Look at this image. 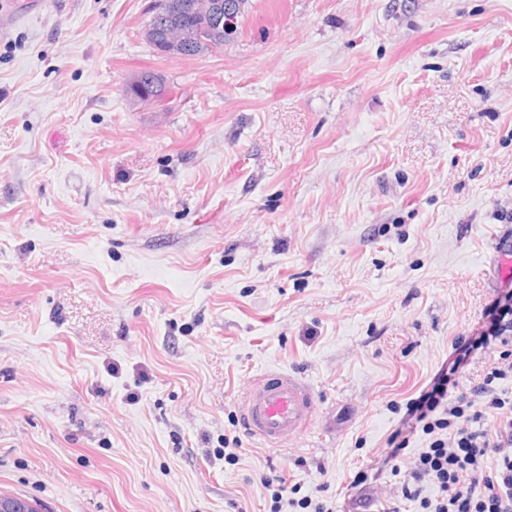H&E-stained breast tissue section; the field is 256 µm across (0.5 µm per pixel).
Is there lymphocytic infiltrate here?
<instances>
[{"instance_id":"obj_1","label":"lymphocytic infiltrate","mask_w":512,"mask_h":512,"mask_svg":"<svg viewBox=\"0 0 512 512\" xmlns=\"http://www.w3.org/2000/svg\"><path fill=\"white\" fill-rule=\"evenodd\" d=\"M489 316L488 328L458 344L431 388L406 408L408 420L431 437L400 487L419 512H512V397L498 391L499 382L512 379V296L495 302ZM494 343L501 346L496 366L469 393L449 398L472 348ZM491 453L498 462L489 471L485 460ZM428 481L437 487L431 498L419 490Z\"/></svg>"}]
</instances>
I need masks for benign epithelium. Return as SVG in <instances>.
Instances as JSON below:
<instances>
[{"label": "benign epithelium", "instance_id": "benign-epithelium-1", "mask_svg": "<svg viewBox=\"0 0 512 512\" xmlns=\"http://www.w3.org/2000/svg\"><path fill=\"white\" fill-rule=\"evenodd\" d=\"M243 5L236 0H218L207 24H197L183 28L177 38L163 37L161 29L173 18L171 4L165 0H153L151 25L146 29V36L156 54L160 56H176L185 46V41L192 38L204 39L208 31H216L224 35V39L234 38L239 34Z\"/></svg>", "mask_w": 512, "mask_h": 512}]
</instances>
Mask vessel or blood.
<instances>
[{
  "label": "vessel or blood",
  "mask_w": 512,
  "mask_h": 512,
  "mask_svg": "<svg viewBox=\"0 0 512 512\" xmlns=\"http://www.w3.org/2000/svg\"><path fill=\"white\" fill-rule=\"evenodd\" d=\"M242 418L249 433L276 447L304 434L316 418V399L301 379L281 372L258 379L246 394Z\"/></svg>",
  "instance_id": "b4317fda"
}]
</instances>
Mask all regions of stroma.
Segmentation results:
<instances>
[{"label":"stroma","instance_id":"35a3bbf8","mask_svg":"<svg viewBox=\"0 0 512 512\" xmlns=\"http://www.w3.org/2000/svg\"><path fill=\"white\" fill-rule=\"evenodd\" d=\"M149 5L0 35V493L273 512L281 480L409 512L392 470L430 437L389 441L512 289V0H253L181 58ZM144 69L171 102L133 103ZM266 371L318 403L277 447L240 414Z\"/></svg>","mask_w":512,"mask_h":512}]
</instances>
